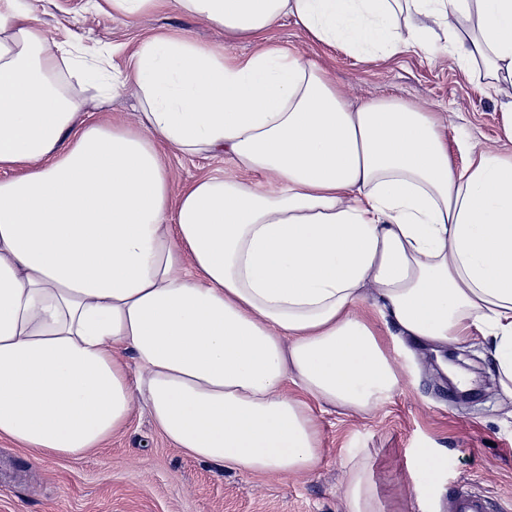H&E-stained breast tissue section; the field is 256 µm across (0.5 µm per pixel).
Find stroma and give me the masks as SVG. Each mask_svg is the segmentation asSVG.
Listing matches in <instances>:
<instances>
[{
    "mask_svg": "<svg viewBox=\"0 0 512 512\" xmlns=\"http://www.w3.org/2000/svg\"><path fill=\"white\" fill-rule=\"evenodd\" d=\"M36 14L51 36L96 46L111 54L119 70L126 62L124 45L160 30L177 29L202 44L224 43L239 56L256 46L250 39L225 42L223 32L175 5L132 22L97 8L95 0H38ZM267 37L314 61L352 103L397 97L435 113L446 126L455 167L466 164L468 142L501 146L497 95L480 71L440 50L363 61L341 47L315 42L289 19ZM168 166L178 192L228 163L178 155ZM386 343L401 369L398 388L371 415L314 405L323 457L311 472L262 476L196 460L174 447L138 407L126 428L80 458L0 438V512H347L345 472L358 462L371 475L379 512H440L460 488L483 492L512 512V397L493 378L482 337L462 346L490 378L472 403L458 402L449 392L429 350L400 336L387 337ZM422 448L438 449L443 466L438 485L420 497L410 465Z\"/></svg>",
    "mask_w": 512,
    "mask_h": 512,
    "instance_id": "obj_1",
    "label": "stroma"
}]
</instances>
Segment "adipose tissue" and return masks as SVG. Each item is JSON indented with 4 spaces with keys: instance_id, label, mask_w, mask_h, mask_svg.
I'll return each mask as SVG.
<instances>
[{
    "instance_id": "adipose-tissue-1",
    "label": "adipose tissue",
    "mask_w": 512,
    "mask_h": 512,
    "mask_svg": "<svg viewBox=\"0 0 512 512\" xmlns=\"http://www.w3.org/2000/svg\"><path fill=\"white\" fill-rule=\"evenodd\" d=\"M105 2L125 19L174 2L229 42L289 17L364 60L438 42L512 90V0ZM108 66L0 0V437L81 456L141 400L197 460L309 472L323 454L311 402L371 413L400 382L358 311L368 289L413 342L482 336L512 392V93L508 149L470 145L456 170L433 113L395 97L350 108L270 43L242 57L176 32L131 46L130 125L89 121L73 89L108 93ZM178 154L233 169L176 194Z\"/></svg>"
}]
</instances>
